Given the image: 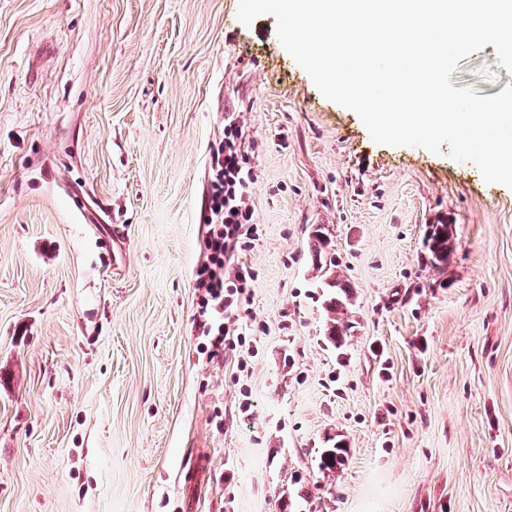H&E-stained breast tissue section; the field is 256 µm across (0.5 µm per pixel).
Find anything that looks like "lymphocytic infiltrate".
I'll use <instances>...</instances> for the list:
<instances>
[{"instance_id":"f902f5d3","label":"lymphocytic infiltrate","mask_w":512,"mask_h":512,"mask_svg":"<svg viewBox=\"0 0 512 512\" xmlns=\"http://www.w3.org/2000/svg\"><path fill=\"white\" fill-rule=\"evenodd\" d=\"M255 180L252 169L246 166L242 128L236 120H229L223 138L210 153L207 234L202 259L193 272L198 293L197 329L214 357L237 350L246 342L240 310L252 301L255 274L239 255L257 232L250 203Z\"/></svg>"}]
</instances>
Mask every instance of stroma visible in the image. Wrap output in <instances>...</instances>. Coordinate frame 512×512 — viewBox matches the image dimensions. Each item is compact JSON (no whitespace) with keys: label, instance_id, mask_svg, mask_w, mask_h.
Here are the masks:
<instances>
[{"label":"stroma","instance_id":"1","mask_svg":"<svg viewBox=\"0 0 512 512\" xmlns=\"http://www.w3.org/2000/svg\"><path fill=\"white\" fill-rule=\"evenodd\" d=\"M237 8L0 0V512H512V188L376 143ZM451 82L512 74L488 45ZM231 118L251 346L213 360L192 273ZM435 224L434 230L430 232L427 238V248L431 254L432 266L437 269H445L448 266V260L450 259L453 246V241L450 247H448V239H452L451 232L449 230L448 237V224ZM442 266V267H441Z\"/></svg>","mask_w":512,"mask_h":512}]
</instances>
